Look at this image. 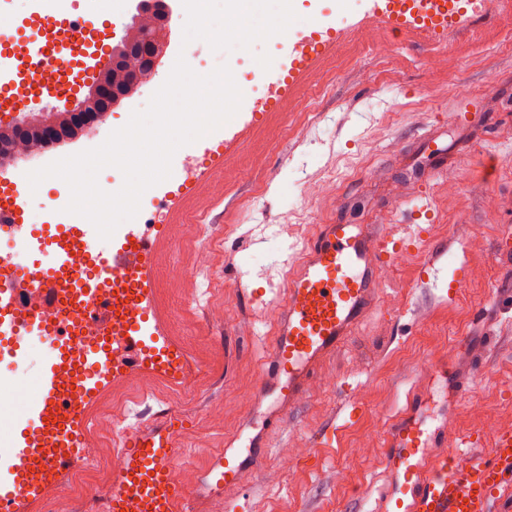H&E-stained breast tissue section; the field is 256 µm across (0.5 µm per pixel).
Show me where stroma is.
Instances as JSON below:
<instances>
[{"mask_svg": "<svg viewBox=\"0 0 512 512\" xmlns=\"http://www.w3.org/2000/svg\"><path fill=\"white\" fill-rule=\"evenodd\" d=\"M384 38L388 56L369 44ZM468 90L471 122L456 125L452 91ZM237 140L215 162L206 148L174 155L175 177L156 185L167 232L156 254L155 292L169 339L198 374L194 396L152 377L109 386L86 411L124 412L149 424L175 410L188 420L183 461L202 470L250 413L271 325L249 300L253 289L283 287L292 262L319 224L381 226L394 238L421 223L424 240L385 271L374 311L326 365L309 398L278 428L261 468L233 498L246 512H373L384 479L381 437L409 401L424 396L429 414L447 408L454 434L512 428V254L496 252L512 234V7L497 4L463 31L432 39L378 25L347 31L278 106L253 121L234 116ZM204 175L182 192L184 163ZM340 176L337 191L314 199L312 183ZM226 187L223 200L209 182ZM266 185L258 193V185ZM427 201L431 216L413 209ZM202 218L212 269L190 272L192 246L178 228ZM466 287L449 296V265ZM186 280H178L179 271ZM223 303L224 320L210 318ZM493 344L466 388L426 379L427 361L456 363L457 337ZM42 350L21 360L0 353V453L27 398L37 392ZM333 432L329 444L315 440ZM312 443L308 455L298 447Z\"/></svg>", "mask_w": 512, "mask_h": 512, "instance_id": "stroma-1", "label": "stroma"}]
</instances>
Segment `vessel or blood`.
<instances>
[{
  "label": "vessel or blood",
  "mask_w": 512,
  "mask_h": 512,
  "mask_svg": "<svg viewBox=\"0 0 512 512\" xmlns=\"http://www.w3.org/2000/svg\"><path fill=\"white\" fill-rule=\"evenodd\" d=\"M362 2L358 14L325 11L312 24L294 22L280 38L281 57L258 75L265 89L286 95L347 30L368 22L444 37L481 15L476 0ZM22 50L32 63L51 55L69 66L75 55L72 45L50 44L39 28L23 36ZM22 88L16 56L1 41L0 112L16 111L19 104L28 102ZM0 230L47 256L38 280L23 272L0 278V344L9 346L13 356H22L23 335L38 322L36 313L18 304L29 288H39L46 309H61L87 294L97 299L78 317L95 325L98 339L86 343L82 361L70 378L61 375L68 363L65 327L46 326L41 392L26 405L23 426L9 453L10 464L0 470V512H34L43 486L63 482L81 463L79 442L86 405L109 385L135 375L176 377L183 354L167 342L155 314V261L164 225H127L120 242L105 252L106 267L132 284L125 297L100 295L99 281L84 275L60 285L57 272L69 263L60 243L66 237L88 239L84 225L49 219L43 235L37 237L30 233L23 209L11 202L0 205ZM420 240L417 232L396 239L357 224L317 225L284 296L272 304L273 336L249 393L251 413L242 424L249 451L239 452L237 438H226L223 450L199 473L211 512H239L229 494L261 466L270 446L269 429L281 425L305 401L325 363L374 308L385 270ZM103 338L120 359L118 369L110 373L101 369L98 342ZM428 376L462 387L469 372L432 361ZM185 436V423L173 411L153 424L123 431L121 466L104 494L105 512H188V492L173 475ZM483 444L479 432L452 436L447 421L427 425L422 402L410 401L384 433L385 481L377 512H512V430L496 431L490 451H483Z\"/></svg>",
  "instance_id": "b4317fda"
}]
</instances>
